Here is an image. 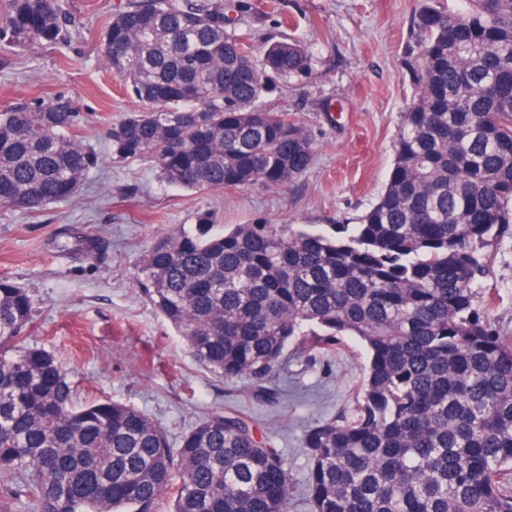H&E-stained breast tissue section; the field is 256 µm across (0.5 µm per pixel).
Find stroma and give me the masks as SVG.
I'll return each mask as SVG.
<instances>
[{"label": "stroma", "instance_id": "35a3bbf8", "mask_svg": "<svg viewBox=\"0 0 512 512\" xmlns=\"http://www.w3.org/2000/svg\"><path fill=\"white\" fill-rule=\"evenodd\" d=\"M127 0H68L78 24L65 45L16 52L0 68V110L19 102L70 100L79 133L97 153L73 200L27 213L0 207V279L29 288L37 312L29 345L53 354L76 388L75 402L108 399L135 407L160 424L172 444L209 414L230 407L251 415L288 463L296 494L305 500L306 428L350 409L366 356L358 344L310 361L288 358L273 383L278 402L254 398L200 366L185 341L145 296L140 259L157 236L211 214L215 224H309L331 230L351 224L384 189L394 159L401 114L413 93L404 61L413 47L411 20L422 0H242L234 27L255 50L291 38L311 53L307 77L286 82L264 99L309 131L314 158L291 185L185 190L164 182L151 158L112 156L107 131L143 103L106 67L99 37ZM80 226L99 239L95 263L62 251L56 235ZM488 287L499 298L489 317L512 336V241L491 247Z\"/></svg>", "mask_w": 512, "mask_h": 512}]
</instances>
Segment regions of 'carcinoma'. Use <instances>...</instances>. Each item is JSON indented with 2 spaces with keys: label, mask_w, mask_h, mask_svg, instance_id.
I'll return each mask as SVG.
<instances>
[{
  "label": "carcinoma",
  "mask_w": 512,
  "mask_h": 512,
  "mask_svg": "<svg viewBox=\"0 0 512 512\" xmlns=\"http://www.w3.org/2000/svg\"><path fill=\"white\" fill-rule=\"evenodd\" d=\"M423 0L407 65L414 93L377 201L335 234L304 224L209 218L142 255L146 297L195 360L271 401L288 353L360 343L354 407L305 430L310 512H512V336L489 320L485 249L512 240V0ZM224 0H129L102 57L139 101L108 132L112 157H150L189 190L286 186L314 158L307 129L263 107L307 75L298 41L226 30ZM62 0H0V44H57ZM65 98L0 110V205L68 202L98 157ZM69 251L101 247L66 229ZM35 300L0 279V507L3 512H290L284 457L253 419L207 416L179 445L142 411L81 407L48 351L25 345Z\"/></svg>",
  "instance_id": "1"
}]
</instances>
